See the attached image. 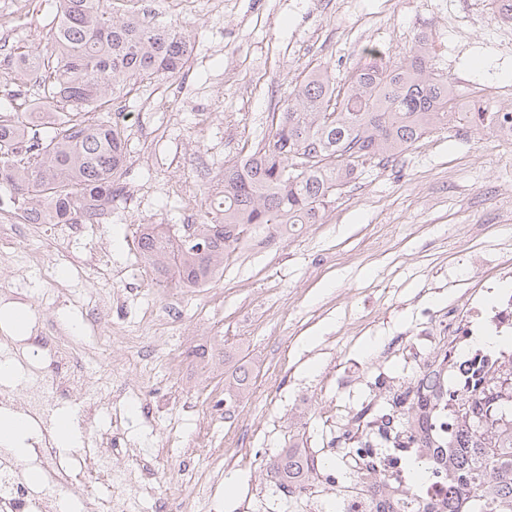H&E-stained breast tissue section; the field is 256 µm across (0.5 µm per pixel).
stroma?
Listing matches in <instances>:
<instances>
[{"instance_id": "1", "label": "stroma", "mask_w": 512, "mask_h": 512, "mask_svg": "<svg viewBox=\"0 0 512 512\" xmlns=\"http://www.w3.org/2000/svg\"><path fill=\"white\" fill-rule=\"evenodd\" d=\"M156 2L194 49L178 77L126 89L128 196L99 224L0 235L11 258L0 282L27 296L29 335L54 327L84 339L85 368L101 389L91 424L77 426L81 441L112 439L113 472L139 459L153 468L126 512L178 498L191 512H295L269 459L303 437L323 468H335L346 454L336 422L366 405L377 379L403 377L402 348L449 304L489 303L498 264L512 259V223L498 221L512 207V149L437 128L397 162L366 164L323 223L246 246L203 288L157 281L139 254V229L199 219L209 176L267 134V115L316 65L342 77L363 63L364 48L394 61L422 40L452 85L512 88V53L501 49L492 10L476 12L469 0H193L177 10ZM58 7L30 0L9 45L44 42ZM195 156L207 171L190 165ZM471 245L483 263L470 262ZM103 298L110 312L92 325ZM149 315L160 336L151 356L113 341V324L138 336ZM241 359L252 386L218 414L224 369ZM122 366L129 389L114 403L104 389ZM230 478L239 486L229 498Z\"/></svg>"}]
</instances>
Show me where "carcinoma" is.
<instances>
[{
  "instance_id": "obj_1",
  "label": "carcinoma",
  "mask_w": 512,
  "mask_h": 512,
  "mask_svg": "<svg viewBox=\"0 0 512 512\" xmlns=\"http://www.w3.org/2000/svg\"><path fill=\"white\" fill-rule=\"evenodd\" d=\"M47 49L0 46V64L16 75L14 98L31 84L41 92L37 112L0 113V186L15 214L30 224H83L94 205L124 194L120 182L127 142L114 115L115 90L131 81L179 74L190 52L187 35L172 23L137 12L114 14L99 0H60L46 35ZM341 80L329 66L310 70L280 112L268 115L269 133L250 155L224 164L222 189L207 192L195 240L179 241L161 224H143V260L182 288H198L224 272V264L266 230L284 237L302 224H320L339 187L373 159L397 161L424 135L454 116L455 88L435 72L425 43L400 62L376 48ZM498 111L469 121V131L494 134ZM442 345L425 370L396 387L379 386L353 419L366 448L430 447L431 422L455 408L448 445V512H512V361L471 363L464 384L428 395L452 366ZM246 362L224 379V403L236 401L252 380ZM307 448L282 449L269 468L276 485L299 493L315 470Z\"/></svg>"
}]
</instances>
